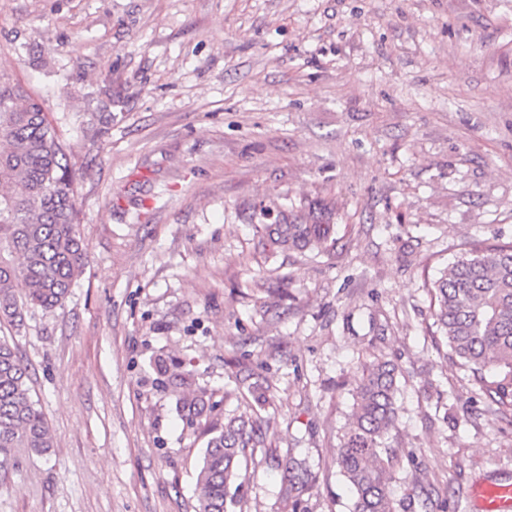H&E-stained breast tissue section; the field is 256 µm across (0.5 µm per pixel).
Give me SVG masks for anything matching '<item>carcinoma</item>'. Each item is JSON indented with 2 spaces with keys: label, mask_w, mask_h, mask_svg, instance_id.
Instances as JSON below:
<instances>
[{
  "label": "carcinoma",
  "mask_w": 512,
  "mask_h": 512,
  "mask_svg": "<svg viewBox=\"0 0 512 512\" xmlns=\"http://www.w3.org/2000/svg\"><path fill=\"white\" fill-rule=\"evenodd\" d=\"M70 152L41 104L0 74V324L18 331L24 311L63 306L86 265L74 194L79 173ZM259 233L284 250L325 252L336 245L334 225L309 212L284 214ZM430 313L461 365L477 374L492 402L512 411V246L474 248L449 263L431 288ZM154 371L159 384L178 395L186 427L208 418L210 397L192 389L190 374L161 355ZM401 374L387 359L361 365L336 453L353 494L351 512H393ZM29 382L28 367L1 341L0 475L14 469L17 449L42 454L54 447ZM270 393L269 384L239 391L237 410L224 416V424L210 426L196 477L195 512H228L234 503L231 487L241 477L240 460L266 447L260 410Z\"/></svg>",
  "instance_id": "1"
}]
</instances>
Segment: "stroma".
<instances>
[{
  "label": "stroma",
  "mask_w": 512,
  "mask_h": 512,
  "mask_svg": "<svg viewBox=\"0 0 512 512\" xmlns=\"http://www.w3.org/2000/svg\"><path fill=\"white\" fill-rule=\"evenodd\" d=\"M0 73L73 149L88 252L62 308L0 326L55 442L19 451L0 512H195L206 439L158 355L214 421L238 363L274 388L232 512H350L336 447L377 357L403 370L395 512H425L430 482L447 512L512 482V421L435 335L428 292L472 245L512 244V0H0ZM84 112L112 122L89 138ZM321 204L334 250L260 244L257 225ZM290 452L312 480L289 483ZM154 371L159 384L164 388H172L178 395L177 410L186 427L194 428L202 419L207 420L212 409L210 397L204 390L191 389L192 379L189 373L178 372L172 360L161 355L154 360Z\"/></svg>",
  "instance_id": "stroma-1"
}]
</instances>
